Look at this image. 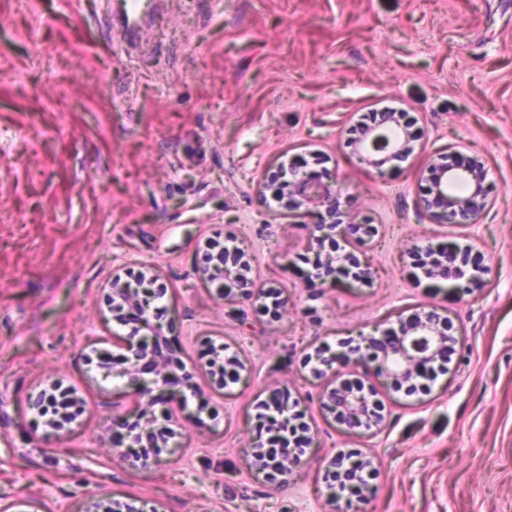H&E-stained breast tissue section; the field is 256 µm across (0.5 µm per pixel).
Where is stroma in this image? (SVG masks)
I'll use <instances>...</instances> for the list:
<instances>
[{
  "label": "stroma",
  "mask_w": 512,
  "mask_h": 512,
  "mask_svg": "<svg viewBox=\"0 0 512 512\" xmlns=\"http://www.w3.org/2000/svg\"><path fill=\"white\" fill-rule=\"evenodd\" d=\"M115 0H0V512H512V0H151L134 30ZM410 113L413 154L388 178L354 159L360 114ZM479 157L491 186L478 224H438L417 201L428 158ZM324 157L340 210L374 224L371 286L314 288L295 267L312 218L258 186L289 158ZM233 239L257 284L288 300L220 301L203 279L207 243ZM470 245L473 288L430 280L417 247ZM147 272L166 293L195 393L155 405L179 421L174 455L129 464L111 425L139 400L90 363L128 327L108 284ZM437 306L460 343L428 392L367 383L386 426L349 433L310 373L320 344ZM245 363L225 386L206 341ZM86 410L53 431L30 400L49 382ZM289 395L312 445L267 482L243 449L272 390ZM371 460L366 502L331 489L336 454Z\"/></svg>",
  "instance_id": "1"
}]
</instances>
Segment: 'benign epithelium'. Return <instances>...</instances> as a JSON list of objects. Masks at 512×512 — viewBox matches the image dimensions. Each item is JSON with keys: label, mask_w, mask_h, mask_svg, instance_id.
<instances>
[{"label": "benign epithelium", "mask_w": 512, "mask_h": 512, "mask_svg": "<svg viewBox=\"0 0 512 512\" xmlns=\"http://www.w3.org/2000/svg\"><path fill=\"white\" fill-rule=\"evenodd\" d=\"M395 117L386 112L379 123L369 127L356 144L355 153L368 166L383 175L384 166L409 156L413 152L411 139L408 135L399 136L394 132ZM434 192L429 198H421L417 202L420 212L430 216L442 224H477L487 208L486 194L459 197L448 192V185L457 179H470L481 182L487 178L484 166L475 158L466 157L457 167H439ZM262 196H270L277 201L283 197L291 198L300 206H306L318 211L319 221L316 229L323 227L334 234L353 242H361L371 236L372 227L369 224H344L336 220V199L339 188L331 183H325L316 178L311 171L288 168V176L277 175L259 185ZM425 253L431 255L423 267V273L430 278L441 277V271L447 269L448 260H454L457 268V279L463 280L467 286H476L482 281L484 268L472 266L469 263V248L457 247L453 250L424 247ZM201 274L210 280L233 278L240 282L238 294L250 299L266 301L267 297H276L278 292L265 289L248 276L237 263V255L219 250L212 255V261L203 266ZM111 290L110 309L117 314L122 306L138 309L141 317V328L148 330L146 334L132 333L123 338L125 354L120 358H112L107 353L97 355L98 366L102 370L103 379L112 375L127 378L135 395L143 400L141 408L132 421L138 426L139 432L127 436L128 443L112 442L113 454L124 459L128 458L127 449L138 448L135 461L147 465L161 460L164 455H172L176 448L170 446L177 431L173 428L176 421L169 416L165 422H158L152 407L158 396L173 394L176 387L182 385L193 389L191 382L181 383L177 380L170 364L157 351L158 340L162 325L158 311L151 308L153 295H143L140 290L127 282L113 277L109 283ZM458 339L448 334V326L437 309L433 306L421 308L402 323L400 332L392 329H381L379 335L361 334L355 343L347 344L345 349L329 352L327 356H319L320 367L313 369L318 376H325L326 371L340 372L350 370L359 373L364 378L380 376L385 378L393 387L401 383L422 378L432 366L438 362L448 348L455 346ZM206 366L208 373L215 381L224 383V374L238 377L244 365L237 355L224 354V347H217L207 354ZM153 379L148 380L146 376ZM161 383L159 394L153 393L152 385ZM62 392L68 402L77 400L74 393L57 383H51L47 388L37 393L33 406L42 412L45 407L55 402V393ZM322 407L338 414L343 424L350 431L378 429L384 422V416L376 411L375 404L359 389H349L345 385L336 386L328 382L319 395ZM307 448H293L286 458L272 459L262 450L259 439H254L244 453L251 459L252 468L272 479L270 470H278L284 476L291 468L302 461ZM347 458L339 454L328 462L326 472L339 473L346 481L353 476L352 465L345 464Z\"/></svg>", "instance_id": "7a95c632"}]
</instances>
